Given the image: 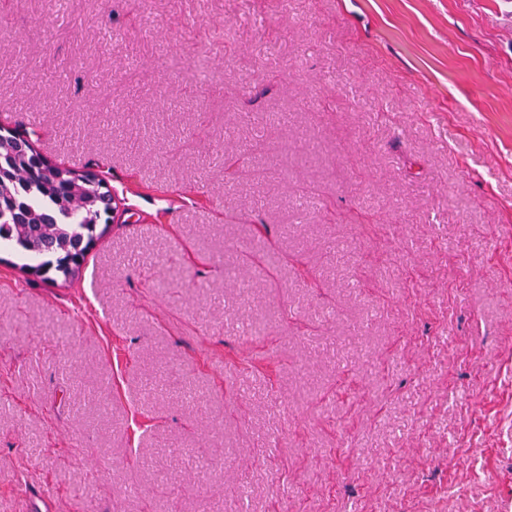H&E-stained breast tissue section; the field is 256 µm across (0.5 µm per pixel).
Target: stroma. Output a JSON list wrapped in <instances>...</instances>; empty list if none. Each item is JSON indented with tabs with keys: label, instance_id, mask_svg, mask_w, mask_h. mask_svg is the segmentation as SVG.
<instances>
[{
	"label": "stroma",
	"instance_id": "35a3bbf8",
	"mask_svg": "<svg viewBox=\"0 0 512 512\" xmlns=\"http://www.w3.org/2000/svg\"><path fill=\"white\" fill-rule=\"evenodd\" d=\"M18 123L117 214L0 252V512H512V0H0Z\"/></svg>",
	"mask_w": 512,
	"mask_h": 512
}]
</instances>
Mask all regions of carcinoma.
Wrapping results in <instances>:
<instances>
[{
    "mask_svg": "<svg viewBox=\"0 0 512 512\" xmlns=\"http://www.w3.org/2000/svg\"><path fill=\"white\" fill-rule=\"evenodd\" d=\"M24 130L0 133V244L45 257L22 268L44 280L74 279L108 225L113 198L95 173L49 162Z\"/></svg>",
    "mask_w": 512,
    "mask_h": 512,
    "instance_id": "1",
    "label": "carcinoma"
}]
</instances>
